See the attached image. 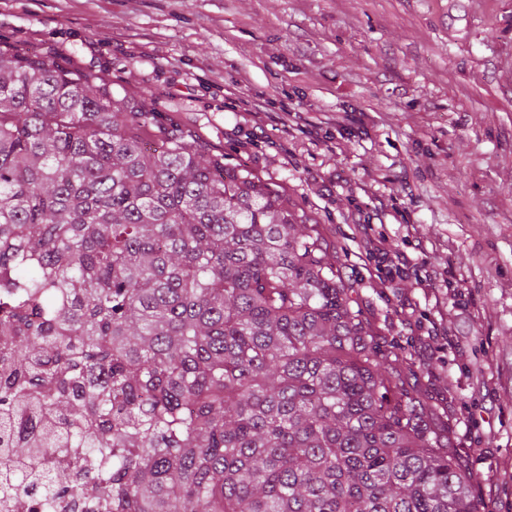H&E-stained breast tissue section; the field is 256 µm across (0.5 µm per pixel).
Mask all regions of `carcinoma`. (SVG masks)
I'll list each match as a JSON object with an SVG mask.
<instances>
[{
	"label": "carcinoma",
	"mask_w": 512,
	"mask_h": 512,
	"mask_svg": "<svg viewBox=\"0 0 512 512\" xmlns=\"http://www.w3.org/2000/svg\"><path fill=\"white\" fill-rule=\"evenodd\" d=\"M151 102L0 44V506L481 512L319 225Z\"/></svg>",
	"instance_id": "carcinoma-1"
}]
</instances>
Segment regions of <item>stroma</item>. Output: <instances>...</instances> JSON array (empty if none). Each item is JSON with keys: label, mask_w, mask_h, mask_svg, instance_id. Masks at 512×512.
I'll return each mask as SVG.
<instances>
[{"label": "stroma", "mask_w": 512, "mask_h": 512, "mask_svg": "<svg viewBox=\"0 0 512 512\" xmlns=\"http://www.w3.org/2000/svg\"><path fill=\"white\" fill-rule=\"evenodd\" d=\"M324 228L485 512H512V0H0Z\"/></svg>", "instance_id": "1"}]
</instances>
